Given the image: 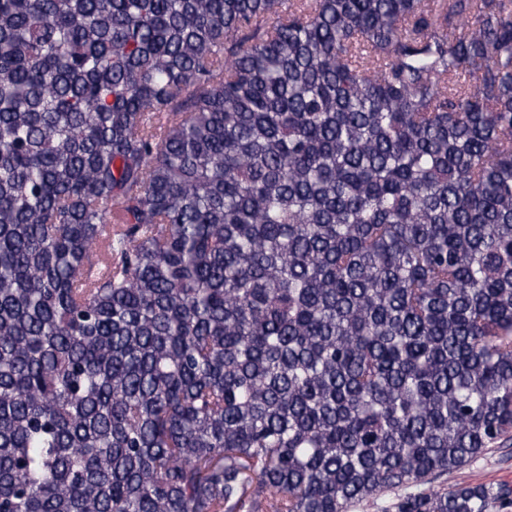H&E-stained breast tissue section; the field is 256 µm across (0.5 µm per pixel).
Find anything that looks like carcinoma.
I'll list each match as a JSON object with an SVG mask.
<instances>
[{"label":"carcinoma","instance_id":"obj_1","mask_svg":"<svg viewBox=\"0 0 512 512\" xmlns=\"http://www.w3.org/2000/svg\"><path fill=\"white\" fill-rule=\"evenodd\" d=\"M512 0H0V512H497ZM507 484L512 486V446L496 448L463 468L438 479L434 485Z\"/></svg>","mask_w":512,"mask_h":512}]
</instances>
